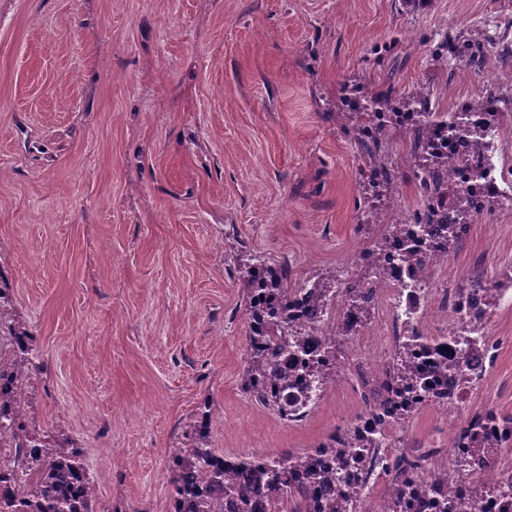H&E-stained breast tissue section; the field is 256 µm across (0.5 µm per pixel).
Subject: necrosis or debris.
Wrapping results in <instances>:
<instances>
[{"mask_svg":"<svg viewBox=\"0 0 512 512\" xmlns=\"http://www.w3.org/2000/svg\"><path fill=\"white\" fill-rule=\"evenodd\" d=\"M430 135L434 150L455 160L453 179L473 202H481L490 191L512 195V167L500 162L492 147L472 149L466 141L440 126L431 127ZM410 250L433 258L438 265L446 260L436 238L430 237L427 225L403 222L400 233L393 236L388 252L380 261L379 278L367 282L366 288L377 310V326L385 335L396 337L409 331L417 335L415 363L431 380L428 391L415 400V409L429 408L441 417L455 418L469 410L474 392L483 388L488 379L495 310L471 307L458 284L451 280L418 274L406 260ZM293 315L316 325L317 338L305 353L309 359L322 356V339L333 325L358 322L356 311L341 302L332 312L313 318L307 301L302 300ZM471 325L476 328L478 343L467 351L459 341V334L462 328ZM439 358L454 365L444 380L430 374L432 362ZM448 455L461 461L460 466L448 469V497L455 504V512H502L507 502L505 492L512 485V468L505 466L504 459L512 455V449L499 448L494 455L486 457L475 449L454 445ZM476 480L483 481L491 490L479 502L471 501L467 493L468 486Z\"/></svg>","mask_w":512,"mask_h":512,"instance_id":"obj_1","label":"necrosis or debris"}]
</instances>
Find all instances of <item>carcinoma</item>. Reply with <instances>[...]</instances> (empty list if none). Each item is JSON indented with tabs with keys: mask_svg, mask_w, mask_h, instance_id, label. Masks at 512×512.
<instances>
[{
	"mask_svg": "<svg viewBox=\"0 0 512 512\" xmlns=\"http://www.w3.org/2000/svg\"><path fill=\"white\" fill-rule=\"evenodd\" d=\"M455 56L465 64L484 68L490 55L485 47L457 42ZM363 100L376 112H435L433 88L420 85L401 96L379 97L356 95L342 102L341 115L359 113ZM500 96L489 89L479 100L455 114L453 127L468 137L474 148L482 146L489 131L483 126L469 125L462 116L469 112H486L496 116ZM345 133L360 147L365 162L363 210L358 229L387 225L385 233L369 247L374 255H382L396 224L370 200L389 192L403 178L417 185L421 205L410 216L416 224H430L431 204L449 196L455 217L441 225L439 247L447 252L462 243V226L474 217L472 202L452 179L454 162L434 151L429 130L423 126L404 127L391 118L386 124L370 128L365 125H343ZM409 139L410 153L406 170L401 171L388 159L386 145L393 136ZM236 274L246 286L244 304L249 321L246 341L251 349L241 376V390L260 406L274 410L278 416L297 414L294 395L288 393L293 381L289 372L288 346L304 349L311 341V326L293 323L290 311L298 289L288 286L286 265L270 264L253 257L238 264ZM360 280H344V293L355 303L359 317L370 315L372 303L359 288ZM314 305L326 309L336 300V282L323 278L303 284ZM470 297L496 305L491 284L479 277L468 280ZM9 289L0 287V448L9 455H0V512H97L96 489L88 481L81 462L80 449L64 440L44 435L30 428L25 415V397L31 375L42 372L36 338L15 320ZM300 378L305 387L326 388L336 380L333 368L316 359L307 361ZM418 370L411 360L410 343L395 344L391 366L385 372L380 390L370 393L369 407L376 417V436H360L344 432L331 435L320 445L307 451H285L272 456V463L262 470L253 468L245 456L229 459L235 472L224 466V452L215 448L210 436V412L201 410L185 426L182 442L171 449L169 467L170 508L184 512H354L353 501L371 475H386L390 483L386 495L394 498L393 512L404 510V489L420 486L444 494L443 471L422 476L421 459L406 452L380 453L385 433L404 424L414 415V408L402 401L403 392L414 385ZM485 419L475 413L458 433L459 443L482 450L484 445L473 432L472 425ZM330 456L339 468L327 469L320 457ZM305 472L306 481L298 484L292 470ZM350 484L353 491L336 497V481Z\"/></svg>",
	"mask_w": 512,
	"mask_h": 512,
	"instance_id": "obj_1",
	"label": "carcinoma"
}]
</instances>
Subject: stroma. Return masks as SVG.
Here are the masks:
<instances>
[{
	"label": "stroma",
	"instance_id": "stroma-1",
	"mask_svg": "<svg viewBox=\"0 0 512 512\" xmlns=\"http://www.w3.org/2000/svg\"><path fill=\"white\" fill-rule=\"evenodd\" d=\"M512 43V0H0V280L44 372L26 396L33 429L70 438L102 512H167L169 450L209 406L214 447H315L364 405L329 388L298 426L251 404L250 253L294 281L357 266L358 146L336 111L352 85L377 96L419 84L451 112L512 79L440 64L445 32ZM512 210L476 218L449 278L497 277ZM486 389L512 416V307ZM432 410L395 434L423 448Z\"/></svg>",
	"mask_w": 512,
	"mask_h": 512
}]
</instances>
